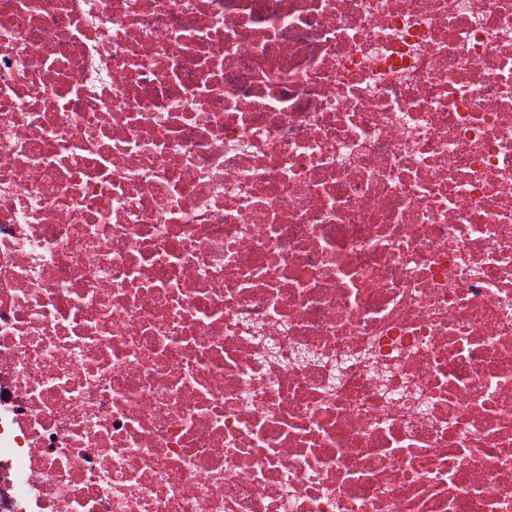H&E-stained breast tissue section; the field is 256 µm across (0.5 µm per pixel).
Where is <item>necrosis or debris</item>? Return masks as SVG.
Returning <instances> with one entry per match:
<instances>
[{"label": "necrosis or debris", "instance_id": "necrosis-or-debris-1", "mask_svg": "<svg viewBox=\"0 0 512 512\" xmlns=\"http://www.w3.org/2000/svg\"><path fill=\"white\" fill-rule=\"evenodd\" d=\"M0 512H512V0H0Z\"/></svg>", "mask_w": 512, "mask_h": 512}]
</instances>
